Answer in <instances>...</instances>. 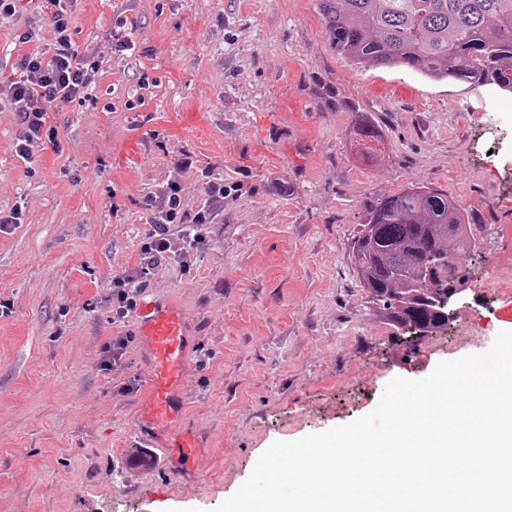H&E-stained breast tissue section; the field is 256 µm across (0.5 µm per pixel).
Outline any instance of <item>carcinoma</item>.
<instances>
[{
  "label": "carcinoma",
  "instance_id": "carcinoma-1",
  "mask_svg": "<svg viewBox=\"0 0 512 512\" xmlns=\"http://www.w3.org/2000/svg\"><path fill=\"white\" fill-rule=\"evenodd\" d=\"M329 48L356 65L406 67L439 80L512 92V0H316ZM360 155L376 156L383 135L370 120L354 126ZM448 193L415 183L370 203L350 243V259L377 312L404 336L443 330L441 286L467 273L476 244Z\"/></svg>",
  "mask_w": 512,
  "mask_h": 512
}]
</instances>
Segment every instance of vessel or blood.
I'll list each match as a JSON object with an SVG mask.
<instances>
[{
    "mask_svg": "<svg viewBox=\"0 0 512 512\" xmlns=\"http://www.w3.org/2000/svg\"><path fill=\"white\" fill-rule=\"evenodd\" d=\"M137 331L150 365L147 390L139 405L144 427L139 437L153 448L157 439L147 433V426L172 425L178 416L174 402L187 370L188 328L177 304L147 300L139 308Z\"/></svg>",
    "mask_w": 512,
    "mask_h": 512,
    "instance_id": "vessel-or-blood-1",
    "label": "vessel or blood"
}]
</instances>
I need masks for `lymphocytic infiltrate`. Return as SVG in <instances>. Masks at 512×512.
Here are the masks:
<instances>
[{
    "label": "lymphocytic infiltrate",
    "instance_id": "lymphocytic-infiltrate-1",
    "mask_svg": "<svg viewBox=\"0 0 512 512\" xmlns=\"http://www.w3.org/2000/svg\"><path fill=\"white\" fill-rule=\"evenodd\" d=\"M45 2L52 11V54L21 56L18 76L0 83V96L6 97L21 125L15 152L28 163L37 149L57 142L48 123L50 112L85 98L101 66L98 56L81 51L71 38L73 0ZM191 166L190 158L178 161L167 182L145 194L140 202L147 214L148 230L140 241L137 265L112 277L108 300L113 324L125 323L157 270L172 264L190 268L195 256L210 244V225L224 216V202L232 189L225 185L223 176L207 168L197 180L200 203L188 206L182 175Z\"/></svg>",
    "mask_w": 512,
    "mask_h": 512
}]
</instances>
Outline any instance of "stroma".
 <instances>
[{
	"label": "stroma",
	"instance_id": "1",
	"mask_svg": "<svg viewBox=\"0 0 512 512\" xmlns=\"http://www.w3.org/2000/svg\"><path fill=\"white\" fill-rule=\"evenodd\" d=\"M119 13L136 21L125 53L107 41ZM71 32L102 65L88 97L50 113L57 147L23 163L0 99V211L25 206L0 233V512H213L274 441L348 423L393 378L512 331V293L498 289L512 274V94L351 64L316 0H79ZM52 40L46 9L0 23V78ZM362 116L384 136L370 162L351 136ZM187 152L240 187L193 265L160 269L143 294L179 305L196 338L190 455L139 441L138 315L114 325L107 300L138 262L143 195ZM413 183L454 198L477 252L454 318L410 356L349 242L367 203ZM118 334L127 368L108 373ZM126 336H115L112 342L106 346L101 359V368L106 372H120L125 369L124 356L128 349Z\"/></svg>",
	"mask_w": 512,
	"mask_h": 512
}]
</instances>
